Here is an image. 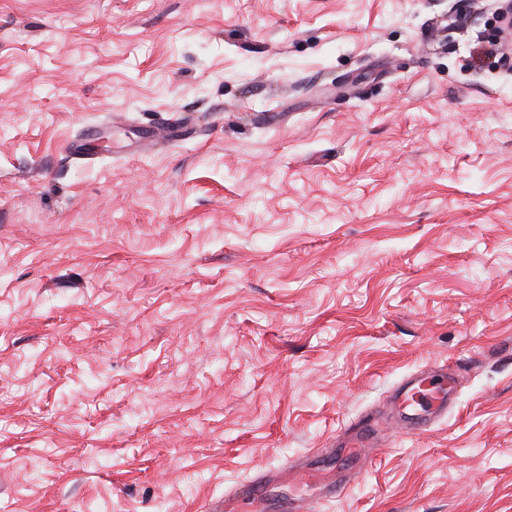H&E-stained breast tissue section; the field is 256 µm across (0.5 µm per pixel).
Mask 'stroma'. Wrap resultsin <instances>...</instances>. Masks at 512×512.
Segmentation results:
<instances>
[{"mask_svg": "<svg viewBox=\"0 0 512 512\" xmlns=\"http://www.w3.org/2000/svg\"><path fill=\"white\" fill-rule=\"evenodd\" d=\"M506 4L0 0V507L274 503L447 366V415L317 512H512ZM99 140L98 128H87L80 139L69 144L66 152L71 153L75 160L91 165L98 157ZM267 484L265 475L256 476L248 484L238 487L232 495H224V503L213 511L241 512L244 506H249L251 511L259 512L260 504L266 496L264 486Z\"/></svg>", "mask_w": 512, "mask_h": 512, "instance_id": "stroma-1", "label": "stroma"}]
</instances>
